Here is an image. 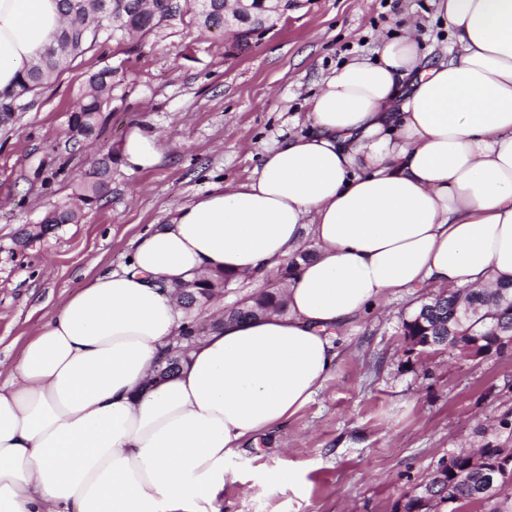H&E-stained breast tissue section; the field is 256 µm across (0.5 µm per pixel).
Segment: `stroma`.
<instances>
[{
  "label": "stroma",
  "mask_w": 512,
  "mask_h": 512,
  "mask_svg": "<svg viewBox=\"0 0 512 512\" xmlns=\"http://www.w3.org/2000/svg\"><path fill=\"white\" fill-rule=\"evenodd\" d=\"M433 0H308L225 53L224 34L190 17L134 41L94 46L0 126V360L23 344L94 274L120 269L134 237L213 182H243L262 148L305 132L308 101L336 66L374 58L380 38L415 21L424 45L444 39ZM117 68L97 138L74 142L68 118L89 76ZM155 128L165 159L147 172L113 161L110 191L75 224H45L72 204V185L117 149L126 129ZM270 268L261 286L279 281ZM258 286V287H261ZM258 287L230 283L196 308L201 324ZM390 299L348 327L336 365L312 402L247 443L207 512H394L414 487L461 449L512 442V353L465 360L447 348L410 351L402 321L425 296ZM293 473L281 479L282 471Z\"/></svg>",
  "instance_id": "obj_1"
}]
</instances>
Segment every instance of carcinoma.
Returning a JSON list of instances; mask_svg holds the SVG:
<instances>
[{
  "label": "carcinoma",
  "instance_id": "carcinoma-1",
  "mask_svg": "<svg viewBox=\"0 0 512 512\" xmlns=\"http://www.w3.org/2000/svg\"><path fill=\"white\" fill-rule=\"evenodd\" d=\"M64 23L57 36L56 45L51 47L38 61L25 67L18 87L11 93L0 94V125L6 126L13 120L14 112L22 111L21 98L45 88L53 79L64 72L70 63L83 55L99 40H122L133 33L145 35L164 22L185 14L193 13L195 23L205 30L224 29V0H169L172 6L157 3L152 7L148 0H112V14L105 15L107 0H59ZM117 70L102 69L89 76L86 90L81 96L78 108L69 116L68 131L72 140L88 139L98 134L99 115L112 94V84ZM16 103V109L9 107ZM112 168V153L97 158L89 171L77 184L74 196L84 204H90L109 192V176ZM78 219L77 210L57 207L49 210L41 223L72 224ZM232 277L220 275L195 283L190 289L191 296L184 301L193 305L207 300L216 290L231 283ZM282 306L280 291L272 288L263 291L238 308L224 314L230 319H249L266 314ZM462 334L472 333L482 338L497 336L504 330L512 329V279L502 280L497 287L488 291L467 289L465 291H440L420 304L410 319L404 321V336L416 337L419 342L431 338L433 344L443 345L448 338L447 325ZM449 471L446 480L428 483L423 487L431 512L446 503L455 505L450 512H456L466 505L478 503L484 512H506L508 502L504 488L512 485V471L501 473L497 480L487 484L479 496L471 493L467 478L463 477L464 460L457 454L440 463Z\"/></svg>",
  "mask_w": 512,
  "mask_h": 512
}]
</instances>
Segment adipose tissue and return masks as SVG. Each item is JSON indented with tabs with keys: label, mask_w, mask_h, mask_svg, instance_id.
Returning <instances> with one entry per match:
<instances>
[{
	"label": "adipose tissue",
	"mask_w": 512,
	"mask_h": 512,
	"mask_svg": "<svg viewBox=\"0 0 512 512\" xmlns=\"http://www.w3.org/2000/svg\"><path fill=\"white\" fill-rule=\"evenodd\" d=\"M450 54L414 24L374 60L326 77L310 133L264 150L138 234L127 265L90 277L0 381V512H201L244 442L321 390L339 333L394 293L512 278V0H438ZM58 0H0V92L61 28ZM131 171L163 161L129 126ZM286 312L225 319L181 370L146 381L193 317L165 286L260 281L298 252Z\"/></svg>",
	"instance_id": "obj_1"
}]
</instances>
